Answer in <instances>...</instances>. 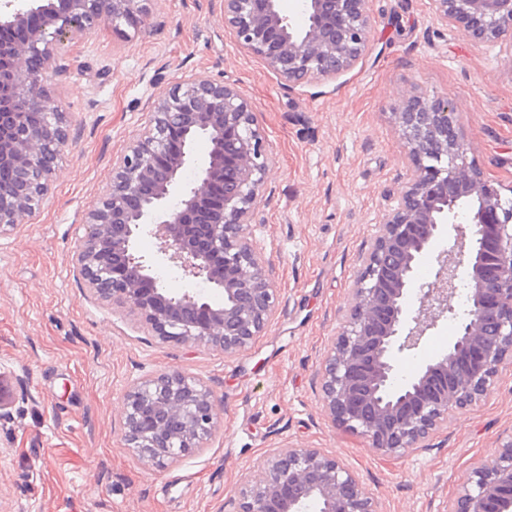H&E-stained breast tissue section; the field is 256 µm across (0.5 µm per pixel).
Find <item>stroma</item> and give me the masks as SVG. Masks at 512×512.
I'll list each match as a JSON object with an SVG mask.
<instances>
[{"label": "stroma", "instance_id": "obj_1", "mask_svg": "<svg viewBox=\"0 0 512 512\" xmlns=\"http://www.w3.org/2000/svg\"><path fill=\"white\" fill-rule=\"evenodd\" d=\"M374 39L336 79L281 83L224 26V0H153L150 26L105 24L46 72L71 119L39 211L0 235V512H238L268 453L315 448L358 474L382 512H448L477 460L512 434V364L428 447L381 455L328 415L320 363L352 304L361 259L411 170L394 114L410 92L458 109L466 159L512 196V38L441 26L433 0H369ZM205 71L255 106L269 171L254 234L277 312L245 352L162 344L92 298L72 267L112 161L147 124L158 83ZM204 380L223 407L205 448L158 470L122 437L126 390L155 373Z\"/></svg>", "mask_w": 512, "mask_h": 512}]
</instances>
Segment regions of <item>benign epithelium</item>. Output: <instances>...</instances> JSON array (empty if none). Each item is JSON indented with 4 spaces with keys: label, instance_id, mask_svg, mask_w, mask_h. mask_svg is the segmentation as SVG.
Here are the masks:
<instances>
[{
    "label": "benign epithelium",
    "instance_id": "benign-epithelium-1",
    "mask_svg": "<svg viewBox=\"0 0 512 512\" xmlns=\"http://www.w3.org/2000/svg\"><path fill=\"white\" fill-rule=\"evenodd\" d=\"M148 0H5L0 29V234L40 209L69 145L70 118L44 84L61 68L71 40L110 24L148 25ZM438 22L460 23L475 40L512 29V0H434ZM303 23L279 0H224V24L238 46L286 84L336 77L367 52V0H302ZM151 118L112 164L109 192L85 214L75 265L89 290L145 325L162 343L246 351L270 324L276 288L250 232L268 157L254 106L239 90L197 72L149 102ZM396 122L412 168L397 205L377 225L341 332L322 363L325 407L345 429L387 456L426 447L448 414L472 405L497 367L512 360V198L474 165L456 107L409 94ZM209 144L194 157L197 140ZM195 178L182 181L189 166ZM150 237L159 261L221 295L157 287L155 263L134 255ZM451 238L439 252L435 245ZM433 277L417 283L420 264ZM466 309L458 315L460 272ZM457 320L448 349L398 381L400 358L428 331ZM220 409L211 388L179 370L131 387L123 398V440L160 469L213 436ZM512 437L477 462L448 512H512ZM239 512H380L360 479L315 448L284 446L240 491Z\"/></svg>",
    "mask_w": 512,
    "mask_h": 512
}]
</instances>
